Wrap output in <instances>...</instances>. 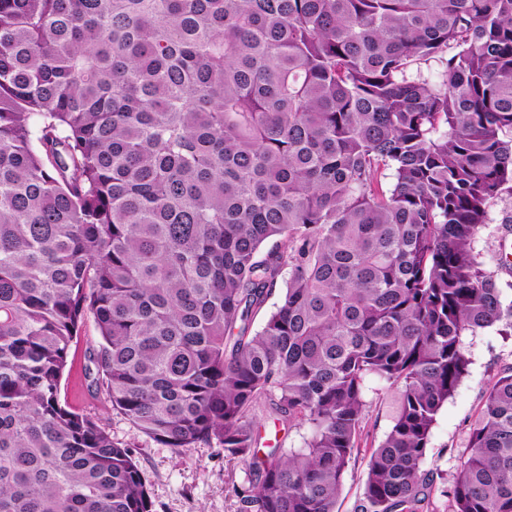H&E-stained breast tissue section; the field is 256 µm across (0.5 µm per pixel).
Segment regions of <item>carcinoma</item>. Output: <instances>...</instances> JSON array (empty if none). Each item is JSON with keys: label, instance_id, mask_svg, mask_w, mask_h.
I'll use <instances>...</instances> for the list:
<instances>
[{"label": "carcinoma", "instance_id": "cac0c4a2", "mask_svg": "<svg viewBox=\"0 0 512 512\" xmlns=\"http://www.w3.org/2000/svg\"><path fill=\"white\" fill-rule=\"evenodd\" d=\"M506 191L512 0H0V512H152L60 400L89 313L112 409L224 449L241 512H335L370 379L355 512H433L463 338L512 330L473 247ZM261 412L302 446L259 454ZM468 448L448 512H512V372ZM370 386L364 428L359 439L360 452L352 458L344 475L343 487L336 504L338 512H353L362 497L366 478L365 454L385 439L397 413L398 397L395 392L378 382H371Z\"/></svg>", "mask_w": 512, "mask_h": 512}]
</instances>
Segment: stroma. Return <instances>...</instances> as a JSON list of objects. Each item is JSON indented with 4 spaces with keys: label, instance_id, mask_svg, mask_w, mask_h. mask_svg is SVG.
I'll return each instance as SVG.
<instances>
[{
    "label": "stroma",
    "instance_id": "35a3bbf8",
    "mask_svg": "<svg viewBox=\"0 0 512 512\" xmlns=\"http://www.w3.org/2000/svg\"><path fill=\"white\" fill-rule=\"evenodd\" d=\"M490 224L474 243L488 269L496 270L501 286L512 283V270L497 269L499 252L512 254V232L503 223L512 218V194H503L491 207ZM98 333L93 316H86L80 335L74 340L69 363L61 380L60 398L99 418L112 436L127 444L149 489L153 512H239L234 488L243 479L240 463L225 459L215 445L177 450L165 448L140 434L122 415L113 411L104 391L90 389L88 352L96 346ZM468 372L452 397L442 406L432 430L428 463L441 475L432 496L435 512H448L444 495L461 461L469 454L470 429L482 408L487 388L502 374L512 371V335L487 329L466 337ZM368 407L355 455L344 475L336 508L353 512L362 497L366 478L365 453L377 447L390 431L398 408V397L380 383H372Z\"/></svg>",
    "mask_w": 512,
    "mask_h": 512
}]
</instances>
